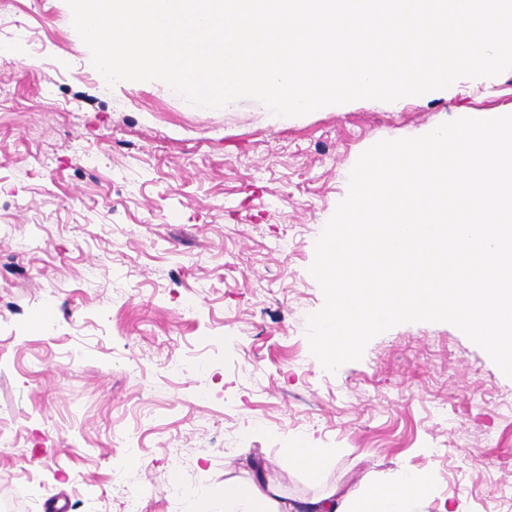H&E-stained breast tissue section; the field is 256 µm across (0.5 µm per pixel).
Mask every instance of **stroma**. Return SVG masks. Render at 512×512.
I'll use <instances>...</instances> for the list:
<instances>
[{
    "mask_svg": "<svg viewBox=\"0 0 512 512\" xmlns=\"http://www.w3.org/2000/svg\"><path fill=\"white\" fill-rule=\"evenodd\" d=\"M21 28L45 53L0 58V497L127 512L128 484L143 512H184L201 486L222 512L260 466L291 499L412 468L434 482L423 512H512V379L482 348L404 323L329 372L306 335L359 156L512 111V70L284 117L99 89L66 0H0V39ZM295 437L324 450L318 478L283 465Z\"/></svg>",
    "mask_w": 512,
    "mask_h": 512,
    "instance_id": "1",
    "label": "stroma"
}]
</instances>
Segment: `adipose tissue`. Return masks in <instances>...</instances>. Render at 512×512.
Here are the masks:
<instances>
[{"instance_id":"obj_1","label":"adipose tissue","mask_w":512,"mask_h":512,"mask_svg":"<svg viewBox=\"0 0 512 512\" xmlns=\"http://www.w3.org/2000/svg\"><path fill=\"white\" fill-rule=\"evenodd\" d=\"M431 492L426 472L405 468L385 482L366 473L353 486L335 485L320 495L291 501L261 473L246 484L225 482L224 512H421Z\"/></svg>"}]
</instances>
